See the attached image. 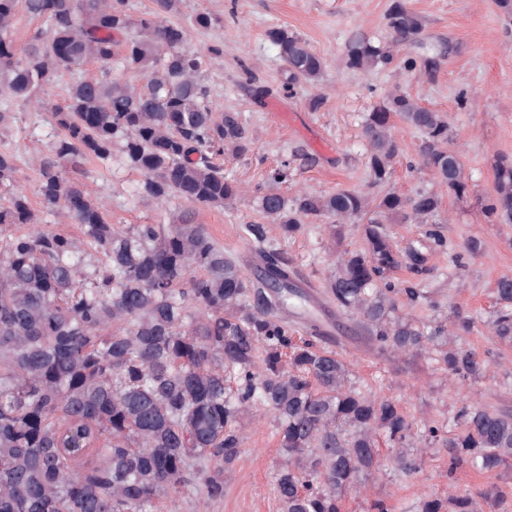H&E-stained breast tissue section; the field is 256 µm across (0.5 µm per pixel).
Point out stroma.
<instances>
[{
  "instance_id": "35a3bbf8",
  "label": "stroma",
  "mask_w": 512,
  "mask_h": 512,
  "mask_svg": "<svg viewBox=\"0 0 512 512\" xmlns=\"http://www.w3.org/2000/svg\"><path fill=\"white\" fill-rule=\"evenodd\" d=\"M389 4L390 0H174L169 18L188 28L187 46L202 59L214 103L221 111L240 113L252 135V153L224 161L226 173L246 190L243 200L232 210L174 202L162 213L152 201L135 194L137 173L89 160L83 164V180L103 201L113 223L153 224L162 218L173 222L187 215L206 225L225 248L246 256L250 248L243 228L260 218L252 191L266 185L269 173L283 160H290L292 166L291 179L278 186L284 196L301 190L370 192L360 138L362 115L392 84H400L423 107L447 114L454 131L452 147L461 154L468 184L465 196L442 199L443 210L452 212L454 221L444 228L445 251L430 259L425 289L431 302H452L474 320L469 345L479 357L500 356L503 369L455 389L443 373L428 369L426 363L388 360L350 331L348 320L329 303L323 285L329 251L360 245L353 225L343 226L340 236L332 238L321 225L307 224L282 247L293 262L297 282L307 290L309 310L337 340L339 353L355 363L361 380L400 400L408 415L419 418L427 413L449 420L461 400L469 397L512 413V344L500 343L487 327L496 283L512 276V224L488 223L481 210L482 200L493 192L495 156H512V18L502 14L496 0H407L426 21V43L453 47L434 75L426 77L404 67L405 59L423 56L419 46L403 47L399 62L382 71L362 75L347 68V40L358 31L384 34ZM201 12L213 17L210 28H194L193 19ZM276 27L297 33L323 58L319 83L283 90L284 63L267 36ZM104 71L101 64L89 62L75 74L44 85L36 103L0 101V111L13 116L8 127L0 128V151L15 156L14 185L29 198L37 196V176L27 164L31 141L51 145L49 114L65 105L69 83L76 77L102 78ZM252 85L269 88L270 96L252 98L248 91ZM322 91L327 92V100L318 111H311L309 99ZM391 122L405 157L396 165L391 184L410 195L427 187L433 176L422 166L407 169V160L418 156V136L399 117ZM472 237L482 241L483 254H465L464 245ZM458 278L464 288L449 293L450 280ZM245 434L242 454L224 475V499L210 504L206 512H278L271 491L272 473L281 459L274 422L246 423ZM447 467L446 456L431 454L414 478L381 473L371 481L367 497H347L344 512H366L371 498H385L401 507L421 492L445 489Z\"/></svg>"
}]
</instances>
